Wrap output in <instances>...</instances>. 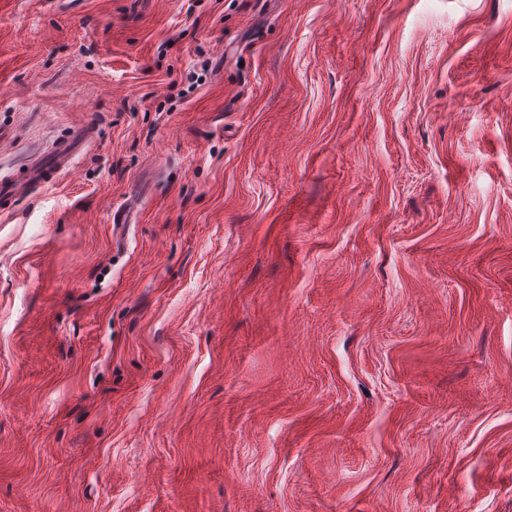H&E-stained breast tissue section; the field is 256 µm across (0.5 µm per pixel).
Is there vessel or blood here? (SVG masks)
I'll return each mask as SVG.
<instances>
[{"label": "vessel or blood", "instance_id": "vessel-or-blood-1", "mask_svg": "<svg viewBox=\"0 0 512 512\" xmlns=\"http://www.w3.org/2000/svg\"><path fill=\"white\" fill-rule=\"evenodd\" d=\"M94 134L91 125L76 127L69 136L56 142L48 151L37 154L22 169L0 177V201L7 203L31 196L36 188L53 182L70 169L75 155Z\"/></svg>", "mask_w": 512, "mask_h": 512}]
</instances>
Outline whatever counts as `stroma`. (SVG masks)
I'll use <instances>...</instances> for the list:
<instances>
[{
	"instance_id": "obj_1",
	"label": "stroma",
	"mask_w": 512,
	"mask_h": 512,
	"mask_svg": "<svg viewBox=\"0 0 512 512\" xmlns=\"http://www.w3.org/2000/svg\"><path fill=\"white\" fill-rule=\"evenodd\" d=\"M0 512H512V0H0ZM94 134L93 126L89 124L76 127L48 151L38 153L22 169L1 177L0 201L7 203L31 196L37 187L53 182L64 171L69 172L75 155Z\"/></svg>"
}]
</instances>
